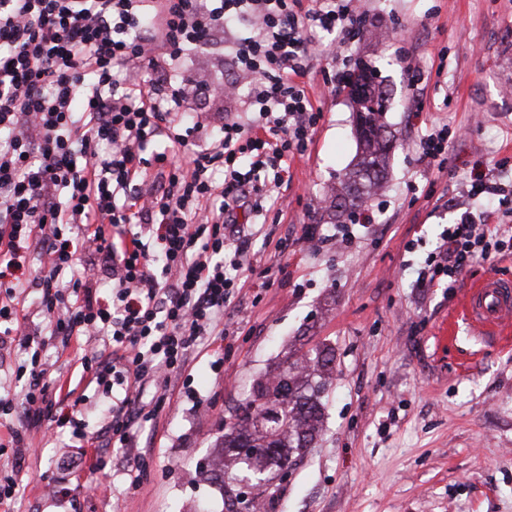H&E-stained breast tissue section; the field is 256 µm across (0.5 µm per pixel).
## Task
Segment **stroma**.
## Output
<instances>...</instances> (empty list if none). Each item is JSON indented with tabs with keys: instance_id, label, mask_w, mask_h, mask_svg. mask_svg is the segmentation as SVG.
Returning a JSON list of instances; mask_svg holds the SVG:
<instances>
[{
	"instance_id": "1",
	"label": "stroma",
	"mask_w": 512,
	"mask_h": 512,
	"mask_svg": "<svg viewBox=\"0 0 512 512\" xmlns=\"http://www.w3.org/2000/svg\"><path fill=\"white\" fill-rule=\"evenodd\" d=\"M368 21L354 37L314 40L305 88L321 118L306 151L288 160V183L248 216L243 288L224 310L222 365L199 355L178 376L157 417L154 440L107 450L105 471L60 469L75 455L67 432L0 419V472L11 429L25 434V464L9 512H222L218 485L202 472L257 380L308 351H330L323 429L290 458L276 500L260 512H512V349L464 312L470 288L512 281V254L474 264L455 286L415 284L441 234L463 211L512 226L494 196L468 199L476 174L512 183V0H362ZM344 73L368 62L387 86L383 122L394 137L384 178L358 216L336 220L330 200L358 153L348 88L328 80L331 56ZM424 80L412 86L414 73ZM447 127L444 169L421 158L423 137ZM317 225L320 240L301 242ZM85 336L45 342L50 378L62 385L57 414L80 408L88 435L111 418L112 395L91 383L84 355L103 351ZM147 468L139 489L125 471ZM94 481V495L80 486ZM65 482L68 496L48 495Z\"/></svg>"
}]
</instances>
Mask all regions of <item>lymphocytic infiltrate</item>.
Returning <instances> with one entry per match:
<instances>
[{
	"label": "lymphocytic infiltrate",
	"mask_w": 512,
	"mask_h": 512,
	"mask_svg": "<svg viewBox=\"0 0 512 512\" xmlns=\"http://www.w3.org/2000/svg\"><path fill=\"white\" fill-rule=\"evenodd\" d=\"M229 24L247 30L227 54L235 80L178 79L185 57ZM365 24L354 0H0V265L36 262L28 278L0 277V346L28 349L47 336L111 345L93 372L120 391L109 438L130 445L135 421L157 417L195 348L224 337V309L245 271L226 246L252 235L238 213L284 184L289 157L305 151L319 119L302 85L307 31L347 38ZM241 80L245 114L197 143L184 104L235 95ZM475 221L466 213L449 225L420 287L456 283L512 251L500 225ZM81 251L91 259L79 272ZM47 373L32 356L21 405L0 399V413L18 409L85 440L80 419L53 414Z\"/></svg>",
	"instance_id": "obj_1"
}]
</instances>
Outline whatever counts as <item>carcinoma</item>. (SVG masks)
Returning a JSON list of instances; mask_svg holds the SVG:
<instances>
[{"label": "carcinoma", "mask_w": 512, "mask_h": 512, "mask_svg": "<svg viewBox=\"0 0 512 512\" xmlns=\"http://www.w3.org/2000/svg\"><path fill=\"white\" fill-rule=\"evenodd\" d=\"M374 70L366 65L358 69L360 93L354 97L356 111L363 114V129L356 130L359 153L356 163L336 192V198L354 196L362 202L364 195L384 175L389 152V140L381 122L388 94L375 83ZM331 359L320 352L312 360H303L283 368L267 382L258 381L252 399L242 408L244 415L224 433V448L232 453L234 472L221 476L222 498L225 512L228 505L238 500L239 483L251 475L254 466L279 465L283 460L310 447L322 426L325 390V372ZM259 448H271L273 454L256 463L241 458L234 449L242 443Z\"/></svg>", "instance_id": "1"}]
</instances>
